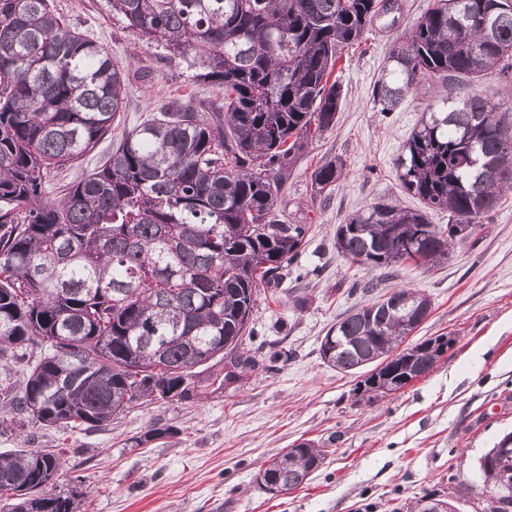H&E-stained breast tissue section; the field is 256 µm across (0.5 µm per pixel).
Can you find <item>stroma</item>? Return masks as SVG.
<instances>
[{
  "label": "stroma",
  "instance_id": "stroma-1",
  "mask_svg": "<svg viewBox=\"0 0 512 512\" xmlns=\"http://www.w3.org/2000/svg\"><path fill=\"white\" fill-rule=\"evenodd\" d=\"M430 2L390 0L335 67L343 90L336 124L309 143L278 202L286 221L310 232L281 285L258 291L243 345L255 370L230 385L206 383L189 401L135 404L88 431L0 425V453H60L56 488L82 493L80 512H414L432 493L452 499L459 512H484L474 490L478 460L512 431V193L484 218L476 238L432 268L407 262L384 276L349 266L335 245L337 225L378 199L422 206L402 187L396 160L424 109L448 90L421 81L395 111L383 112L372 89L391 44ZM51 5L133 75L110 138L57 171V185L98 168L113 143L166 107L200 108L223 98L221 89L194 80L185 60L142 42L108 0ZM336 157L344 162L338 186L314 194L312 171ZM368 281L372 292H352L353 283ZM399 288L432 302L417 337L449 333L455 343L426 377L369 402L354 391L360 374L324 363L321 340L337 319ZM152 428L165 436L134 446ZM305 440L329 452L306 484L279 493L261 488L259 471ZM462 484L471 493H458Z\"/></svg>",
  "mask_w": 512,
  "mask_h": 512
}]
</instances>
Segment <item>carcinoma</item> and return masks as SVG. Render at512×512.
I'll use <instances>...</instances> for the list:
<instances>
[{"instance_id": "obj_1", "label": "carcinoma", "mask_w": 512, "mask_h": 512, "mask_svg": "<svg viewBox=\"0 0 512 512\" xmlns=\"http://www.w3.org/2000/svg\"><path fill=\"white\" fill-rule=\"evenodd\" d=\"M146 43L188 59L194 78L224 91L217 112L171 108L131 129L97 170L55 196L53 170L112 132L127 77L112 56L65 26L49 0H0V415L13 425L83 431L143 399L186 400L182 382L224 364V380L255 366L239 351L263 285L279 284L308 231L277 202L309 140L343 106L331 79L386 0H109ZM502 0H432L396 39L373 102L393 111L418 79L453 89L512 72V10ZM344 162L312 174L332 190ZM399 180L426 205L381 199L336 227V251L389 275L413 259L434 265L464 245L512 189V121L470 89L436 101L397 159ZM448 211V225L427 211ZM411 289L362 305L321 341L323 361L366 369L356 391L397 392L426 377L452 336L405 340L429 316ZM23 363V379L10 367ZM325 459L302 442L264 470L266 490L308 481ZM61 458L0 456L9 512H75L51 492ZM486 512L512 480V433L479 458Z\"/></svg>"}]
</instances>
